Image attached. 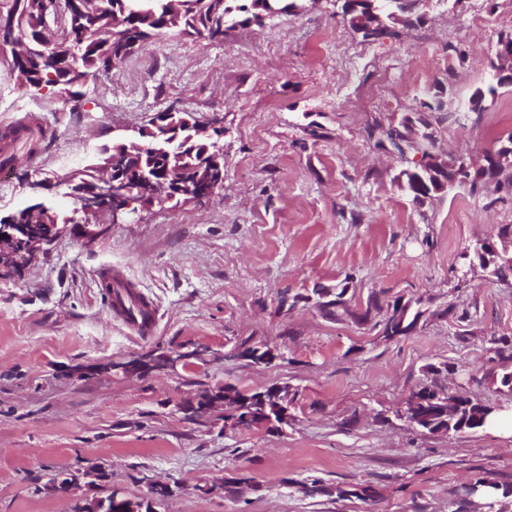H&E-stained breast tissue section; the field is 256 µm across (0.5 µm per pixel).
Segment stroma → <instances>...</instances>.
I'll list each match as a JSON object with an SVG mask.
<instances>
[{
	"label": "stroma",
	"mask_w": 512,
	"mask_h": 512,
	"mask_svg": "<svg viewBox=\"0 0 512 512\" xmlns=\"http://www.w3.org/2000/svg\"><path fill=\"white\" fill-rule=\"evenodd\" d=\"M415 12L422 24L374 40L332 0L235 25L215 43L171 31L89 80L77 104L20 87L0 49V123L31 114L51 130L35 160L21 149L0 167L5 213L34 181H51L55 197L56 177L89 164L115 128L169 107L224 117L221 190L143 211L90 244L61 237L22 276L0 279V512H71L42 487L94 463L106 477L79 497L142 495L160 480L172 493L155 512H455L477 479L512 483L511 435H432L396 416L434 380L512 408L499 383L512 360L492 350L512 338V278L463 272L460 259L512 224V194L457 188L414 204L395 182L408 157L365 133L399 125L421 101L459 105L495 85L512 0H418ZM496 87L478 122L437 125L438 150L472 159L512 133V85ZM109 266L152 302L151 335L113 318L95 280ZM343 281L359 313L373 294L430 297L448 313L386 341L379 315L334 321L310 299ZM245 341L283 358L251 364L236 355ZM183 344L223 357L141 379L119 369ZM443 363L447 373L431 374ZM227 383L290 386L293 421L228 430L220 414L176 407ZM314 481L320 492L307 494Z\"/></svg>",
	"instance_id": "1"
}]
</instances>
